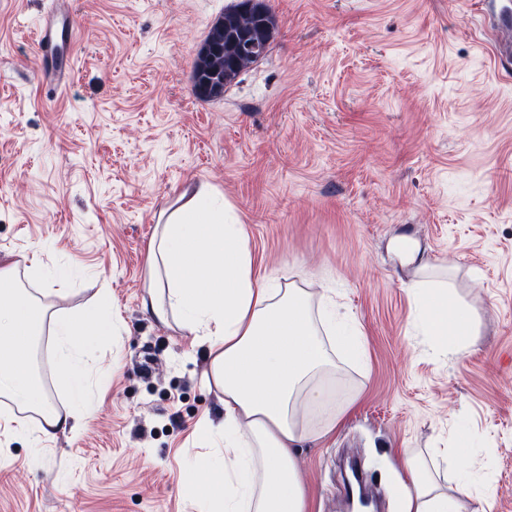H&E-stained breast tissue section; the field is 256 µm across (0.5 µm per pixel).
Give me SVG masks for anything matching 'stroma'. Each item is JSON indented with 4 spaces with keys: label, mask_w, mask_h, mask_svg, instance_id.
<instances>
[{
    "label": "stroma",
    "mask_w": 512,
    "mask_h": 512,
    "mask_svg": "<svg viewBox=\"0 0 512 512\" xmlns=\"http://www.w3.org/2000/svg\"><path fill=\"white\" fill-rule=\"evenodd\" d=\"M48 2L0 0V263L70 267L58 307L106 288L122 323L89 347L74 431L37 444L0 421V512H197L213 450L196 427L223 408L205 346L140 300L160 212L200 181L256 269L326 289L367 355L337 367L348 409L297 451L310 512H346L344 456L398 512L402 449L452 470L464 439L462 512H512V71L484 0H264L270 51L208 99L197 52L237 0H60L76 31L60 95L35 37ZM402 233L474 311L465 344L419 327L388 249Z\"/></svg>",
    "instance_id": "stroma-1"
}]
</instances>
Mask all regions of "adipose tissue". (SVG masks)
<instances>
[{
	"mask_svg": "<svg viewBox=\"0 0 512 512\" xmlns=\"http://www.w3.org/2000/svg\"><path fill=\"white\" fill-rule=\"evenodd\" d=\"M394 248L416 276L412 309L424 330L451 342L474 335L469 304L431 279L419 246L400 237ZM43 275L35 257L0 265V419L30 411L19 430L37 443L85 417L83 356L92 337L112 335L120 325L108 289L64 313L53 298L65 293L67 272L59 271L51 287L31 291ZM141 305L206 346V382L221 395L222 421L206 418L197 428L217 450L213 477L196 489L200 512H307L295 450L316 438L313 414L335 425L325 380L337 361L362 357L356 335L337 334L327 300L256 272L243 224L231 205H214L204 183L188 187L161 214L148 244ZM43 334L55 340V363L70 394L61 410L49 402L35 368L36 338ZM402 469L401 512H460L461 497L470 493L466 469L450 492L410 450L402 452Z\"/></svg>",
	"mask_w": 512,
	"mask_h": 512,
	"instance_id": "ef3b65f1",
	"label": "adipose tissue"
}]
</instances>
